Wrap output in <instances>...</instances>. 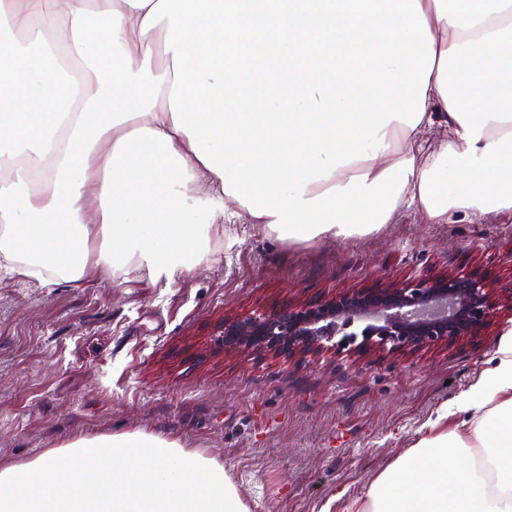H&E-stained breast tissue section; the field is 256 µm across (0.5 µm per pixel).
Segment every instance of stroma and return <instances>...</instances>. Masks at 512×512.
Segmentation results:
<instances>
[{"instance_id": "obj_1", "label": "stroma", "mask_w": 512, "mask_h": 512, "mask_svg": "<svg viewBox=\"0 0 512 512\" xmlns=\"http://www.w3.org/2000/svg\"><path fill=\"white\" fill-rule=\"evenodd\" d=\"M512 216L432 224L404 210L358 238L288 243L228 224L172 282L90 286L0 272V460L76 432L178 435L221 460L250 512H342L512 340L502 310L482 341L405 356L288 359L220 348L225 317L350 288L477 269L512 287Z\"/></svg>"}]
</instances>
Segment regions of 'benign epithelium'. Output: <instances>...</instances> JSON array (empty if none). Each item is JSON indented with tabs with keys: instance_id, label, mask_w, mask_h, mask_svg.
<instances>
[{
	"instance_id": "7a95c632",
	"label": "benign epithelium",
	"mask_w": 512,
	"mask_h": 512,
	"mask_svg": "<svg viewBox=\"0 0 512 512\" xmlns=\"http://www.w3.org/2000/svg\"><path fill=\"white\" fill-rule=\"evenodd\" d=\"M512 306L485 274L430 273L402 284L355 288L296 306L224 318V352L288 358L327 352L405 355L436 344L475 342Z\"/></svg>"
}]
</instances>
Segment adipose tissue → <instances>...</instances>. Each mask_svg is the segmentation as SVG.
<instances>
[{"mask_svg":"<svg viewBox=\"0 0 512 512\" xmlns=\"http://www.w3.org/2000/svg\"><path fill=\"white\" fill-rule=\"evenodd\" d=\"M507 62L512 0H0V271L169 281L241 217L297 243L512 216ZM453 411L344 512H512L511 342ZM0 512L250 509L134 429L0 461Z\"/></svg>","mask_w":512,"mask_h":512,"instance_id":"1","label":"adipose tissue"}]
</instances>
